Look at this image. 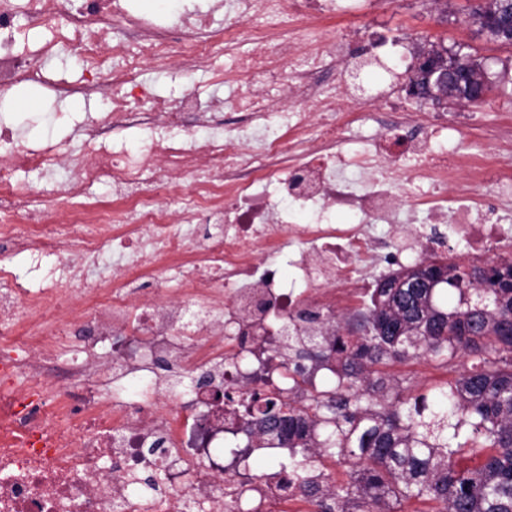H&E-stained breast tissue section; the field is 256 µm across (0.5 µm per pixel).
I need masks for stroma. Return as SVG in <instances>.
I'll use <instances>...</instances> for the list:
<instances>
[{"label": "stroma", "instance_id": "1", "mask_svg": "<svg viewBox=\"0 0 512 512\" xmlns=\"http://www.w3.org/2000/svg\"><path fill=\"white\" fill-rule=\"evenodd\" d=\"M344 8L337 27H349L353 57L362 61L375 55L385 66L382 75L393 91H401L415 62V53L432 42L481 61L491 83L487 103L478 106L481 124L462 127L455 140L462 150L489 143L503 125L504 116H512V45L488 40L475 26L464 23L475 0H341ZM135 9L147 16L175 21L177 12L210 14L214 23L224 21V0H166L164 7L151 0H133ZM224 65L216 57L211 69L187 75L175 66L155 63L145 66L142 80L154 95L173 100L188 90L201 98L223 96L224 86L215 84L212 68ZM0 110L9 112L16 136L25 141L52 140L70 151H79V128L88 117L104 116L109 110L105 95L91 100H56L40 86L18 84L5 95Z\"/></svg>", "mask_w": 512, "mask_h": 512}]
</instances>
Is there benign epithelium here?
Here are the masks:
<instances>
[{
	"label": "benign epithelium",
	"instance_id": "obj_1",
	"mask_svg": "<svg viewBox=\"0 0 512 512\" xmlns=\"http://www.w3.org/2000/svg\"><path fill=\"white\" fill-rule=\"evenodd\" d=\"M409 77L405 89L413 99L466 102L475 96L483 99L489 92L485 71H465L460 55L441 45L418 54Z\"/></svg>",
	"mask_w": 512,
	"mask_h": 512
}]
</instances>
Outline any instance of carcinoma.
Masks as SVG:
<instances>
[{
	"label": "carcinoma",
	"mask_w": 512,
	"mask_h": 512,
	"mask_svg": "<svg viewBox=\"0 0 512 512\" xmlns=\"http://www.w3.org/2000/svg\"><path fill=\"white\" fill-rule=\"evenodd\" d=\"M500 0H482L469 19L512 45L497 26ZM443 263L446 276L436 275ZM425 260L394 274L416 288H379L369 303L330 327L306 312L278 330L274 352L291 379L288 396L224 383L216 396L243 408L237 429L249 448H285L270 473H242L249 453L231 449L241 484L289 475L313 512H512V257L472 264ZM429 358L451 381L413 387L383 367ZM333 376L316 385L319 371ZM346 468L338 482L322 469Z\"/></svg>",
	"instance_id": "cac0c4a2"
}]
</instances>
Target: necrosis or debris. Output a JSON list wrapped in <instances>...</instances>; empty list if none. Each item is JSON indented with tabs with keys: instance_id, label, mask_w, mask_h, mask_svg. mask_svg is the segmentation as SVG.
<instances>
[{
	"instance_id": "obj_1",
	"label": "necrosis or debris",
	"mask_w": 512,
	"mask_h": 512,
	"mask_svg": "<svg viewBox=\"0 0 512 512\" xmlns=\"http://www.w3.org/2000/svg\"><path fill=\"white\" fill-rule=\"evenodd\" d=\"M339 9L337 0H229L223 26L195 14L169 27L123 0H0L1 88L46 83L41 59L72 43L90 77L50 85L55 97L112 89L110 112L84 124L76 154L22 144L0 122V241L11 246L0 254V512H184L189 498L196 512H224L240 499L224 471L233 408L216 412L196 453L192 415L157 406V359L220 382L225 364L252 349L278 374L265 337L301 310L329 321L356 308L372 270L441 256L443 224L469 256L487 261L512 247V193L477 197L483 185L504 184L512 148L463 155L459 121L405 111L347 150L355 124L389 102L379 92L355 97L343 80L349 54L329 25ZM22 16L49 31L37 51L26 48ZM120 22L138 30L135 48L111 44ZM219 55L226 65L215 80L234 75L246 91L162 100L141 88L146 62L191 74ZM222 111L234 122L220 124ZM190 113L207 137L187 131ZM107 124L142 128L143 145L115 146ZM58 168L69 176L58 195L67 222L56 227L39 222L15 174ZM105 180L111 205L90 193ZM297 213L306 223H293ZM14 251L27 254L38 281L15 272ZM286 253L288 276L277 264ZM171 269L178 299L136 304L133 288L145 278L165 286ZM83 330L113 335V375L134 380L139 401H108L81 367L68 382L51 378L54 352ZM150 470L168 476L170 490L136 488Z\"/></svg>"
}]
</instances>
